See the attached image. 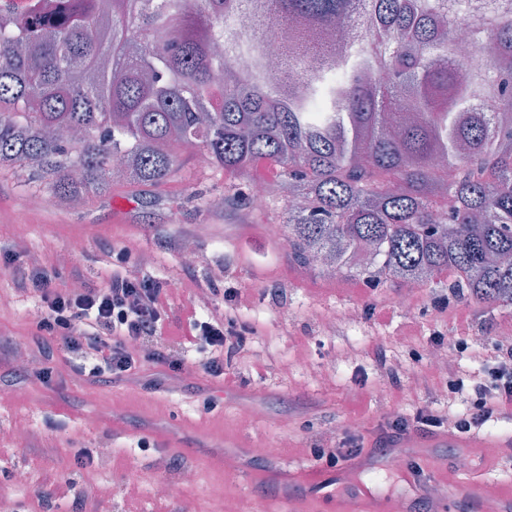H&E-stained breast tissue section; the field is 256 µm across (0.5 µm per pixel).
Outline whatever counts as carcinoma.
I'll list each match as a JSON object with an SVG mask.
<instances>
[{
    "label": "carcinoma",
    "mask_w": 512,
    "mask_h": 512,
    "mask_svg": "<svg viewBox=\"0 0 512 512\" xmlns=\"http://www.w3.org/2000/svg\"><path fill=\"white\" fill-rule=\"evenodd\" d=\"M251 30L223 72L224 17ZM355 26L347 49L315 30ZM484 56L466 70L457 35ZM278 168L303 267L512 304V0H23L0 6V172L79 206Z\"/></svg>",
    "instance_id": "cac0c4a2"
}]
</instances>
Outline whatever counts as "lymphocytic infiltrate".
I'll return each instance as SVG.
<instances>
[{"mask_svg": "<svg viewBox=\"0 0 512 512\" xmlns=\"http://www.w3.org/2000/svg\"><path fill=\"white\" fill-rule=\"evenodd\" d=\"M12 287L19 296L35 299L40 309V347L68 352L75 374L90 383L120 380L150 366L160 372L184 367L175 348L200 347L199 371L212 379L227 381L226 357L244 351L251 333L236 313L241 294L227 292L222 314L199 320L195 308L183 317L169 314V290L155 276L132 270L125 251L113 253L101 283L85 281L81 264H73L70 282L55 279L21 264H10ZM456 361L448 365V403L460 412L441 414L424 408L413 418L395 416L370 445L377 454L395 439L410 432L447 430L448 434L474 439L484 426L512 409V348H495L492 355L474 349L469 337H457Z\"/></svg>", "mask_w": 512, "mask_h": 512, "instance_id": "lymphocytic-infiltrate-1", "label": "lymphocytic infiltrate"}]
</instances>
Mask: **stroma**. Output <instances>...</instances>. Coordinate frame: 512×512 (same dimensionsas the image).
Here are the masks:
<instances>
[{
	"mask_svg": "<svg viewBox=\"0 0 512 512\" xmlns=\"http://www.w3.org/2000/svg\"><path fill=\"white\" fill-rule=\"evenodd\" d=\"M275 184L277 169L262 162L249 176L200 169L180 155L170 178L157 187L114 185L109 195L96 197L71 211L57 205H28L21 179L0 174V234L11 236L21 261L46 266L59 281H67L71 261L67 249L81 240L80 261L89 281H99L110 251H125L136 269H150L167 284L170 302L179 309L198 302L199 293L183 278L179 253L167 241L194 239L198 279L218 287L200 316L224 306V290H236L247 300L240 317L253 326L264 345L260 358L241 354L229 370L241 371L247 383L224 387L196 375L194 364L184 372L149 378L101 382L98 397L85 399L88 382L72 373L64 351L41 352L34 340L38 312L29 303L0 305V335L26 339L35 355L34 368L21 371L19 348L0 354V392L24 388L26 395L0 400V492L8 512H36V494L46 475H54L53 491L68 483L83 487L102 484L110 496L102 512H223L224 500L243 512H333L331 502L293 485L287 502L280 488L254 481L260 471L315 469L327 471L326 459L315 446L338 448L352 438H370L385 418L437 408L448 400L445 381L430 377L428 362L434 337L465 334L479 346H512V306L478 305L432 284L411 288V311L392 306L399 286L374 285L349 275L331 278L300 276L298 265L268 227L288 219L284 201L257 210L243 203L251 182ZM235 202H228L227 194ZM469 321L459 326L456 316ZM390 357L388 369L372 360L375 347ZM335 363V376L320 374ZM427 385L413 387L418 378ZM369 400L366 415L351 412L355 395ZM29 432L25 444L13 432ZM278 443L273 456L258 455L264 442ZM110 445L106 457L82 466L78 456ZM24 459L30 475L26 497L15 495L10 461ZM494 453L456 458L450 448L432 449L420 460L423 479L431 487L428 503L416 502L398 482V470L379 463L372 470L341 472L354 481H374L385 500L403 502L406 512H459L461 501L448 497L449 488L475 482L484 501L512 498ZM196 473L192 486L170 497H153L145 486H132V472L164 481L175 479L182 467Z\"/></svg>",
	"mask_w": 512,
	"mask_h": 512,
	"instance_id": "1",
	"label": "stroma"
}]
</instances>
